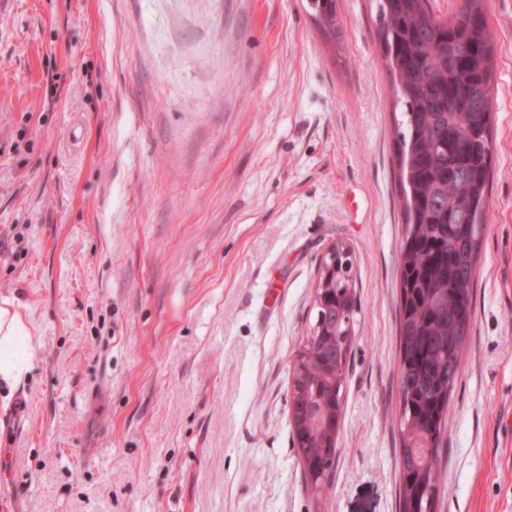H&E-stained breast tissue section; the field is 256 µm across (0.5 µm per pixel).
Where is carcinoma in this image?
<instances>
[{
    "mask_svg": "<svg viewBox=\"0 0 512 512\" xmlns=\"http://www.w3.org/2000/svg\"><path fill=\"white\" fill-rule=\"evenodd\" d=\"M377 35L402 104L397 163L406 231L397 325L401 512H436L437 469L451 391L474 321L481 217L492 180L494 38L481 0L435 15L429 0H375ZM310 16L336 36V0H311ZM352 250L319 278L310 354L292 372L290 403L302 467L331 488L342 418L341 361L354 340Z\"/></svg>",
    "mask_w": 512,
    "mask_h": 512,
    "instance_id": "1",
    "label": "carcinoma"
}]
</instances>
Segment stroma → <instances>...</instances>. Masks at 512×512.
<instances>
[{
	"instance_id": "stroma-1",
	"label": "stroma",
	"mask_w": 512,
	"mask_h": 512,
	"mask_svg": "<svg viewBox=\"0 0 512 512\" xmlns=\"http://www.w3.org/2000/svg\"><path fill=\"white\" fill-rule=\"evenodd\" d=\"M0 0V512H398L401 108L373 0ZM493 179L436 512H512V0ZM347 243L359 311L332 493L291 361ZM310 16L326 38L336 39L337 7L336 0H311ZM30 336L18 313L0 307V385H12L29 366L32 357Z\"/></svg>"
}]
</instances>
